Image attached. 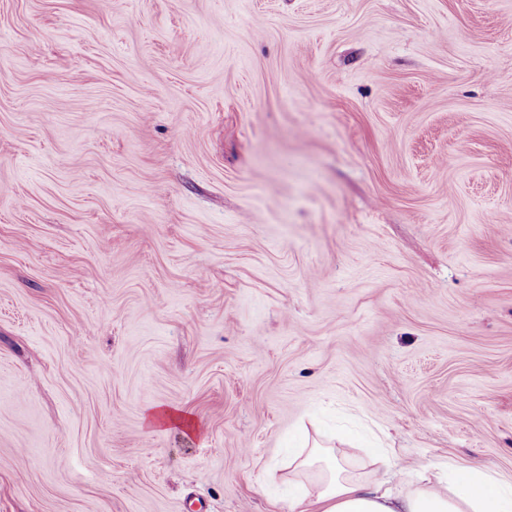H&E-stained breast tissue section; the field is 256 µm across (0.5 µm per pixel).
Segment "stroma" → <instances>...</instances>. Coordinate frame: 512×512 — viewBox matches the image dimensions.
Instances as JSON below:
<instances>
[{
    "label": "stroma",
    "mask_w": 512,
    "mask_h": 512,
    "mask_svg": "<svg viewBox=\"0 0 512 512\" xmlns=\"http://www.w3.org/2000/svg\"><path fill=\"white\" fill-rule=\"evenodd\" d=\"M346 430L512 481V0H0V512H289Z\"/></svg>",
    "instance_id": "35a3bbf8"
}]
</instances>
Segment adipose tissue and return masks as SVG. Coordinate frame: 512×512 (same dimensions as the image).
<instances>
[{
	"instance_id": "obj_1",
	"label": "adipose tissue",
	"mask_w": 512,
	"mask_h": 512,
	"mask_svg": "<svg viewBox=\"0 0 512 512\" xmlns=\"http://www.w3.org/2000/svg\"><path fill=\"white\" fill-rule=\"evenodd\" d=\"M347 448H312L290 462L291 475L319 468L293 502L294 512H512V482L492 468L449 465L448 475L418 479L405 491L382 488L366 475L352 472Z\"/></svg>"
}]
</instances>
